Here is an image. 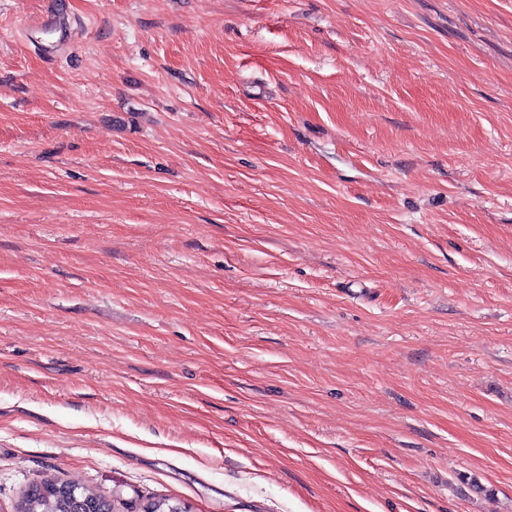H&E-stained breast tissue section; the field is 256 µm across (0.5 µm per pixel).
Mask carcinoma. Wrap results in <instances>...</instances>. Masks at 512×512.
Instances as JSON below:
<instances>
[{
	"label": "carcinoma",
	"mask_w": 512,
	"mask_h": 512,
	"mask_svg": "<svg viewBox=\"0 0 512 512\" xmlns=\"http://www.w3.org/2000/svg\"><path fill=\"white\" fill-rule=\"evenodd\" d=\"M17 512H120L115 500L75 483L52 479L37 483L24 494ZM141 512H188L166 498L142 504Z\"/></svg>",
	"instance_id": "1"
}]
</instances>
